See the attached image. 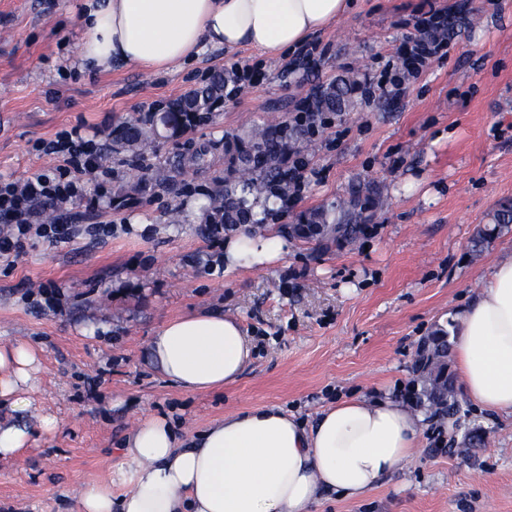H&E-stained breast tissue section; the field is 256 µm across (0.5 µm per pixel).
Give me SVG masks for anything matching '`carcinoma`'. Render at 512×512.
Listing matches in <instances>:
<instances>
[{"label": "carcinoma", "mask_w": 512, "mask_h": 512, "mask_svg": "<svg viewBox=\"0 0 512 512\" xmlns=\"http://www.w3.org/2000/svg\"><path fill=\"white\" fill-rule=\"evenodd\" d=\"M227 80L228 74L218 72L206 85L178 101L176 109L171 111L174 127L170 134L176 135L208 121L212 105L224 97ZM354 88V81L348 78L336 80V83L314 95L316 111H345ZM301 136L300 129H290L277 119L255 129L248 142L240 145L237 182L241 186V194H235V190L227 186L217 188L212 195L211 204L203 211L201 223H210L211 216L215 213L222 215L226 224H245L253 220V208L268 202L273 196L272 186L284 181L288 143ZM159 137L161 132L155 121V113L152 112L147 119L126 125L119 134V141L125 151L135 157H143ZM355 207V201H350L347 213L339 220L327 208L304 213L299 218V230L306 235L310 225L325 224L341 237L351 236L356 230L359 217ZM491 221L493 228L478 231L475 248L489 242L495 231L512 224V202H503L493 213ZM415 371L424 382V396L433 414L453 417L460 413L461 406L452 395L451 383L449 378L443 376L439 360L421 358L416 362Z\"/></svg>", "instance_id": "carcinoma-1"}]
</instances>
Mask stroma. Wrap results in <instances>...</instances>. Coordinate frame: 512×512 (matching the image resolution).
<instances>
[{
  "label": "stroma",
  "instance_id": "obj_1",
  "mask_svg": "<svg viewBox=\"0 0 512 512\" xmlns=\"http://www.w3.org/2000/svg\"><path fill=\"white\" fill-rule=\"evenodd\" d=\"M421 2L355 0L309 38L317 52L306 60L208 48L200 61L147 74L80 67L79 0H0V175L22 180L54 166L34 143L85 123L104 134L112 203L73 202L68 221L116 226L105 240L35 238L14 266L0 262V344L34 345L42 363L27 411L0 403L1 422L18 419L32 432L21 455L0 459V512H75L90 481L122 490L118 450L147 413L197 435L257 406L310 425L338 400L387 395L425 417L416 456L361 499L324 493L314 512H512V416L479 410L458 387V421L435 418L415 371L425 338L441 328L458 334L463 307L512 254V225L472 247L512 200V0H434L448 17L449 52L401 99L368 104L353 94L339 140L297 141L317 179L245 226L274 225L288 241L280 259L225 273L200 230L229 175L225 140L246 139L272 115L288 120L319 87L378 70L396 57ZM236 61L261 69L262 80L215 104L207 124L158 139L132 167L116 137L124 123ZM206 144L205 165L180 168ZM356 190L368 209L354 238L294 233L300 214L347 205ZM51 283L60 308L31 307L27 293ZM203 309L236 318L256 349L234 384L186 392L162 378L149 344L168 320ZM45 415L60 422L54 435L39 431ZM470 429L484 432L483 446L450 448Z\"/></svg>",
  "mask_w": 512,
  "mask_h": 512
}]
</instances>
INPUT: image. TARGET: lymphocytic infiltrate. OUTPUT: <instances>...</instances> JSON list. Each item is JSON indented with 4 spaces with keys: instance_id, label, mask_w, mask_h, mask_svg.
<instances>
[{
    "instance_id": "lymphocytic-infiltrate-1",
    "label": "lymphocytic infiltrate",
    "mask_w": 512,
    "mask_h": 512,
    "mask_svg": "<svg viewBox=\"0 0 512 512\" xmlns=\"http://www.w3.org/2000/svg\"><path fill=\"white\" fill-rule=\"evenodd\" d=\"M413 28L401 47L400 65L384 64L379 73L365 78L360 87L365 101L400 98L407 78L421 72L448 49L449 42L443 37L448 29L444 15L432 9L419 12ZM34 149L58 157L59 163L23 180L0 177V259L19 257L26 241L34 237L52 245L71 242L80 234L97 239L111 237L113 227L109 224H91L78 230L62 217L47 222L40 214L47 205L62 214L68 204L77 200L90 209L111 200L112 169L105 163L97 135L87 134L79 123L57 132L52 140L36 142ZM88 172L98 176L90 188L79 180Z\"/></svg>"
}]
</instances>
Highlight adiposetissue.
Wrapping results in <instances>:
<instances>
[{
	"mask_svg": "<svg viewBox=\"0 0 512 512\" xmlns=\"http://www.w3.org/2000/svg\"><path fill=\"white\" fill-rule=\"evenodd\" d=\"M351 6V0H82V58L102 72L136 66L157 73L208 44L280 54ZM285 246L272 231L227 237L224 269L267 266ZM149 351L169 383L209 392L235 383L254 347L235 319L199 311L165 323ZM454 363L479 409L512 416V254L495 263L465 307ZM39 372L37 348L1 344L0 400L26 409ZM421 420L390 397L341 401L309 426L277 407L252 408L224 415L198 436L146 415L121 449L125 490L85 484L77 512H312L322 493L358 498L410 459Z\"/></svg>",
	"mask_w": 512,
	"mask_h": 512,
	"instance_id": "ef3b65f1",
	"label": "adipose tissue"
}]
</instances>
